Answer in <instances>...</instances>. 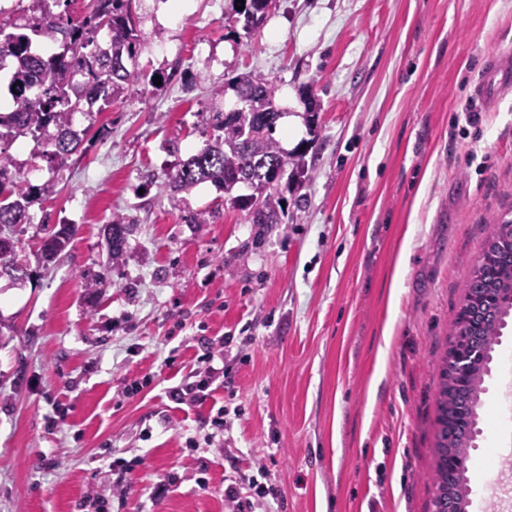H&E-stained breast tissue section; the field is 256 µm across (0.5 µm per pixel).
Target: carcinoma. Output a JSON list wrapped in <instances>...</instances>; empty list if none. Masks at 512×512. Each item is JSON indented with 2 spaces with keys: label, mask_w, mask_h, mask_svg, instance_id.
<instances>
[{
  "label": "carcinoma",
  "mask_w": 512,
  "mask_h": 512,
  "mask_svg": "<svg viewBox=\"0 0 512 512\" xmlns=\"http://www.w3.org/2000/svg\"><path fill=\"white\" fill-rule=\"evenodd\" d=\"M40 14L7 32L0 28V56H13L22 81L40 80L36 98L19 97L13 110L0 112V144L20 137H48L41 152L48 162L63 165L76 153L83 137L72 128L74 110L81 102L101 99L112 105L124 86L138 80L133 69L147 45L139 29L133 0H91V11L80 20L61 22L45 7L46 0H32ZM271 0H244L243 29L250 34L264 23ZM112 34V46L94 44L97 32ZM80 70L84 82L75 84L71 73ZM237 98L229 111L214 108L213 134L203 148L181 161L166 175L161 188L170 199L203 183L224 190L227 201L244 212L252 224H277L284 215L283 197L271 184L273 178L292 181L305 172L304 151L285 153L272 132L281 118L276 107L277 86L240 74L227 82ZM244 185L250 193L232 195ZM49 179L32 184L21 177L13 158L0 147V273L14 283L30 278L28 266L17 259L11 228L29 223V209L56 194ZM130 225L120 214L104 227L112 257L119 263L126 253ZM75 225L61 224L41 242L43 263L53 261L68 246ZM482 253L463 285L464 295L448 336L442 359L436 402V463L428 480L432 512H467L469 488L467 462L473 447L474 428L481 409V394L495 346L506 320L512 319V219L495 224ZM476 351L465 376L457 373L458 356Z\"/></svg>",
  "instance_id": "1"
}]
</instances>
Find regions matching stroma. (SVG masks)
<instances>
[{
    "mask_svg": "<svg viewBox=\"0 0 512 512\" xmlns=\"http://www.w3.org/2000/svg\"><path fill=\"white\" fill-rule=\"evenodd\" d=\"M150 46L111 107L76 115L84 144L31 183L58 193L12 235L31 281L0 278V512H225L224 486L279 487L280 512H430L442 357L496 218L512 217V0H276L244 35L234 0H139ZM275 83L276 105L318 137L278 224L249 223L205 183L171 203L161 184L210 138L225 81ZM210 209L206 224L184 220ZM133 224L110 265L103 227ZM77 232L49 268L40 242ZM405 256L400 284L392 278ZM112 268L98 293L82 273ZM233 337L230 373L178 407L169 387L203 370L204 341ZM505 329L485 381L471 493L512 512L500 403L512 399ZM135 395H127L132 383ZM227 423L213 437L211 420ZM134 461L127 477L115 459ZM169 491L153 501L150 489Z\"/></svg>",
    "mask_w": 512,
    "mask_h": 512,
    "instance_id": "stroma-1",
    "label": "stroma"
}]
</instances>
